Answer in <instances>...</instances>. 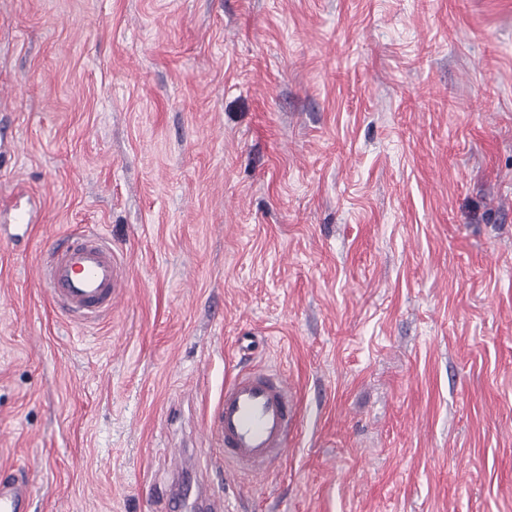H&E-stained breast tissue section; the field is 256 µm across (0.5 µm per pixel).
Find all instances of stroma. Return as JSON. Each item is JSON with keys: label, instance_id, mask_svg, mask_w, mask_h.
Listing matches in <instances>:
<instances>
[{"label": "stroma", "instance_id": "obj_1", "mask_svg": "<svg viewBox=\"0 0 512 512\" xmlns=\"http://www.w3.org/2000/svg\"><path fill=\"white\" fill-rule=\"evenodd\" d=\"M0 472L31 512H512V0H0ZM100 233L112 313L56 312ZM299 402L245 478L239 337ZM185 449L182 470L169 452ZM37 275L54 306L78 320L112 312L125 285L116 253L95 232L61 239L41 262Z\"/></svg>", "mask_w": 512, "mask_h": 512}]
</instances>
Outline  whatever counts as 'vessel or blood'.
Segmentation results:
<instances>
[{"label": "vessel or blood", "mask_w": 512, "mask_h": 512, "mask_svg": "<svg viewBox=\"0 0 512 512\" xmlns=\"http://www.w3.org/2000/svg\"><path fill=\"white\" fill-rule=\"evenodd\" d=\"M37 275L54 306L78 320L110 313L125 285L116 253L95 232L61 239ZM298 422V402L287 378L262 367L239 370L207 416L219 453L247 477L265 475L287 455ZM31 504L27 481L0 479V512H30Z\"/></svg>", "instance_id": "b4317fda"}]
</instances>
